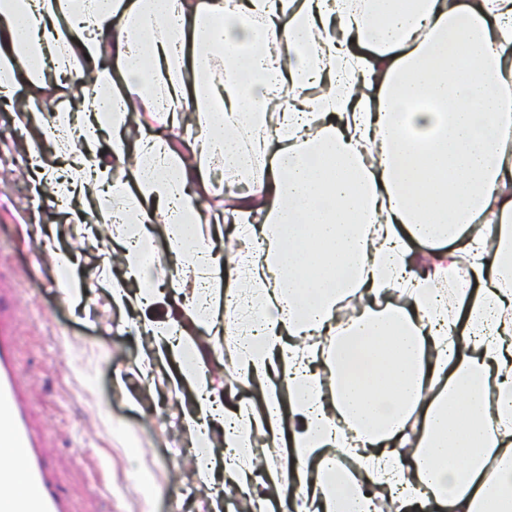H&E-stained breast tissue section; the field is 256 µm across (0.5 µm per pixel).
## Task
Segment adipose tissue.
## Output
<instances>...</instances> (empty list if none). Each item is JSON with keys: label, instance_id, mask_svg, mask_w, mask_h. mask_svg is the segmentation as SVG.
Instances as JSON below:
<instances>
[{"label": "adipose tissue", "instance_id": "obj_1", "mask_svg": "<svg viewBox=\"0 0 512 512\" xmlns=\"http://www.w3.org/2000/svg\"><path fill=\"white\" fill-rule=\"evenodd\" d=\"M0 39V92L48 60L69 88L46 116L18 97V122L73 155L47 195L122 245L113 303L146 297L160 220L171 288L208 289L137 325L197 395L202 484L248 486L260 444L294 512H512V0H0ZM216 163L245 186L228 283L196 234ZM257 301L233 362L263 405L227 411L184 319L223 308L228 335Z\"/></svg>", "mask_w": 512, "mask_h": 512}]
</instances>
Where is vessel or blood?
Returning a JSON list of instances; mask_svg holds the SVG:
<instances>
[{"instance_id": "1", "label": "vessel or blood", "mask_w": 512, "mask_h": 512, "mask_svg": "<svg viewBox=\"0 0 512 512\" xmlns=\"http://www.w3.org/2000/svg\"><path fill=\"white\" fill-rule=\"evenodd\" d=\"M0 447L13 448L25 459V489L0 501V512H69L53 479V465L19 385L11 315L0 308Z\"/></svg>"}]
</instances>
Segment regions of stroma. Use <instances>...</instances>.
<instances>
[{
  "label": "stroma",
  "mask_w": 512,
  "mask_h": 512,
  "mask_svg": "<svg viewBox=\"0 0 512 512\" xmlns=\"http://www.w3.org/2000/svg\"><path fill=\"white\" fill-rule=\"evenodd\" d=\"M38 136L17 123L9 96L0 95V289L12 299L18 378L70 512H175L187 486L195 492L190 512H209L216 496L224 512H249L239 489L197 486L180 426L194 394L171 393L173 364L157 361L150 374L141 372L139 314L111 304L73 205L32 208L44 171L60 174L67 165L50 141L37 164L20 150ZM56 251L71 256V271L85 284L80 301L66 300L53 284ZM229 358L225 346L210 354L213 388L227 406H260V392L244 387Z\"/></svg>",
  "instance_id": "35a3bbf8"
}]
</instances>
